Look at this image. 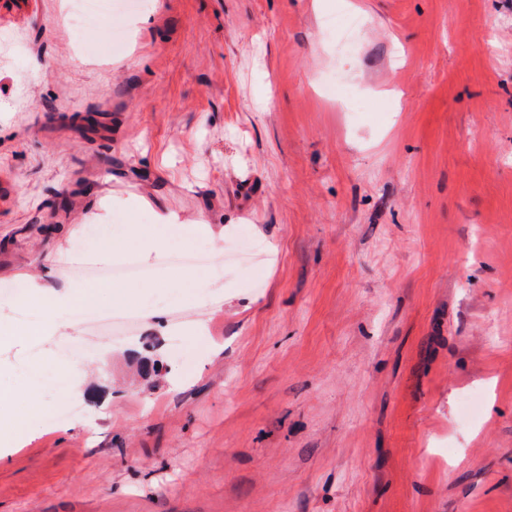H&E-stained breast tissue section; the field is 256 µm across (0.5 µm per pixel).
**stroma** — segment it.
Listing matches in <instances>:
<instances>
[{
  "mask_svg": "<svg viewBox=\"0 0 512 512\" xmlns=\"http://www.w3.org/2000/svg\"><path fill=\"white\" fill-rule=\"evenodd\" d=\"M67 2L0 0V512H512V0H149L78 47ZM164 216L258 250L105 341L14 320L90 227L172 271L116 234ZM73 344L123 353L79 397Z\"/></svg>",
  "mask_w": 512,
  "mask_h": 512,
  "instance_id": "1",
  "label": "stroma"
}]
</instances>
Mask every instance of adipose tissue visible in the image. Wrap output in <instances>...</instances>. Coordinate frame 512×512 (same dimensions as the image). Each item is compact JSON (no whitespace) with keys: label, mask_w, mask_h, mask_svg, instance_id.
Returning <instances> with one entry per match:
<instances>
[{"label":"adipose tissue","mask_w":512,"mask_h":512,"mask_svg":"<svg viewBox=\"0 0 512 512\" xmlns=\"http://www.w3.org/2000/svg\"><path fill=\"white\" fill-rule=\"evenodd\" d=\"M107 295L113 308L123 309L138 305L143 294L142 287H132L112 282L67 291H53L37 281L30 280L21 297L22 302L32 303L46 309L50 314L52 328L67 325L76 307L94 305L100 295Z\"/></svg>","instance_id":"ef3b65f1"}]
</instances>
